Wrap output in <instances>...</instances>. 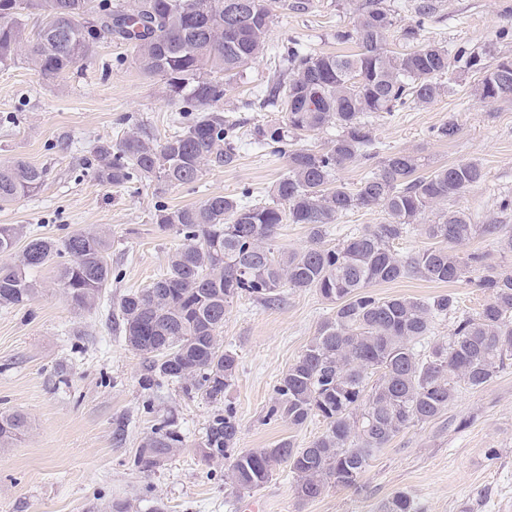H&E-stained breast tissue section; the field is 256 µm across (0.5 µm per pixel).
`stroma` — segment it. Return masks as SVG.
Returning a JSON list of instances; mask_svg holds the SVG:
<instances>
[{
	"mask_svg": "<svg viewBox=\"0 0 512 512\" xmlns=\"http://www.w3.org/2000/svg\"><path fill=\"white\" fill-rule=\"evenodd\" d=\"M292 2L275 0L265 55L224 81L219 106L239 125L237 165L210 167L189 185L162 191L148 181L107 185L88 163L96 142L119 141L136 125L165 138L181 108L165 79L143 74L122 40L103 39L93 61L50 80L23 61L0 67V161L21 156L47 170L36 195L0 207V225H17L27 236L106 234L112 265L121 274L106 290L115 301L149 285L180 244L179 237L152 224L158 205L190 206L244 188L254 198L270 199L286 162L254 138L258 128L281 121L282 112L258 107L257 95L274 74L278 52L291 41L313 54L354 52L355 44L338 43L336 32L352 27L361 0H306L302 11L292 9ZM436 5L424 39L452 52L489 45L496 54L512 56V0ZM452 77L450 92L433 103L375 120L377 158L358 161L337 177L357 186L378 157L398 150L420 152L433 168L475 159L484 177L451 202V209L464 211L472 223L512 230V100L486 103L475 97L479 73L457 67ZM450 118L459 124L456 136L431 137V129ZM34 277L41 291L32 302L0 308V412L24 413L30 423L0 450V512H90L96 502L127 499L138 512H147L153 499L162 500L166 512H245L253 501L266 512H378L399 491L409 494L417 512H512V364L483 388L460 389L440 418L395 438L357 487H332L302 504L284 467L255 491L225 484L220 468L198 448L213 403L185 397L174 383L144 390L146 361L113 329L108 307L73 310L57 285L55 266ZM374 291L422 299L453 292L467 315L486 300L474 272L454 284L410 277ZM331 313V303L316 290L290 288L277 306L244 297L227 309L223 341L240 364L224 401L240 422L237 450L267 448L286 438L304 446L323 431L318 418L295 428L265 413L277 381ZM147 399L158 411L172 412L185 446L160 467L140 472L130 460L152 425L143 410ZM121 423L126 432L119 440L114 432Z\"/></svg>",
	"mask_w": 512,
	"mask_h": 512,
	"instance_id": "obj_1",
	"label": "stroma"
}]
</instances>
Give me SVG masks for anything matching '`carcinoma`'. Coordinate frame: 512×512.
<instances>
[{
  "label": "carcinoma",
  "mask_w": 512,
  "mask_h": 512,
  "mask_svg": "<svg viewBox=\"0 0 512 512\" xmlns=\"http://www.w3.org/2000/svg\"><path fill=\"white\" fill-rule=\"evenodd\" d=\"M24 11L42 17L33 36L21 20ZM434 11L433 0H418L412 24L403 29L410 48L402 52L387 49V34L396 25L387 0H365L356 24L336 31L337 41L358 45L355 54L318 55L289 43L260 98L263 106L278 104L284 111L283 121L259 131V145L287 162L272 200L253 202L245 189L191 206H158L153 223L174 232L182 244L148 287L121 296L113 308L112 324L126 346L148 359L144 387L178 383L188 397L219 402L239 368L237 354L221 339L234 300L248 297L270 307L281 301L285 288H313L333 304L331 316L277 382L267 410V417L295 427L318 417L323 432L304 448L288 438L238 453L224 472L225 483L237 489H260L282 465L294 474L300 503L331 487H354L390 441L440 417L461 386H485L512 360V271L476 253L463 259L448 248L500 232L498 224H473L464 212L447 208L483 179L481 164L469 160L426 171L419 153L399 150L354 188L336 177L376 154L372 120L407 105L426 106L445 92L448 49L421 41ZM272 24L270 0H0V66L26 59L51 79L92 60L105 37L122 36L140 71L164 76L185 110L162 141L138 125L90 154L103 183L144 179L163 189L195 183L207 167L238 160L237 124L218 107L224 78L262 55ZM490 57L495 63L489 65ZM455 62L482 73L474 93L483 101L512 99L511 57L496 58L489 46L472 47L459 49ZM331 126L336 137L328 147L299 145L308 133ZM46 175L21 157L0 161V206L37 193ZM373 207L384 209L389 222L326 243L340 217ZM435 207L437 220L421 223ZM287 223L307 226L311 245L285 250L278 236ZM414 232L431 244L398 256L394 243ZM21 237L18 227L0 225V256L13 254ZM109 249L105 236L91 231L59 240L30 237L19 262L0 264V308L31 302L39 288L30 272L56 262L58 285L72 308H99L114 275ZM471 270L480 272L487 299L478 312L458 318L446 341L435 339V324L458 313L457 297L422 300L371 291L410 276L457 283ZM26 427L23 414L0 412V447H8ZM239 433L235 409L216 408L200 453L224 463ZM183 447L174 416L155 413L132 465L152 470ZM380 512H415V507L407 493L397 492Z\"/></svg>",
  "instance_id": "carcinoma-1"
}]
</instances>
